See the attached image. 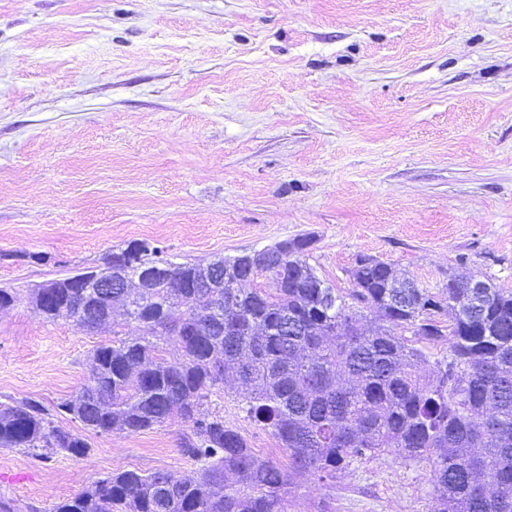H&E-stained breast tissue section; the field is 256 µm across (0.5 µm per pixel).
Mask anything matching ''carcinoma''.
<instances>
[{
    "mask_svg": "<svg viewBox=\"0 0 512 512\" xmlns=\"http://www.w3.org/2000/svg\"><path fill=\"white\" fill-rule=\"evenodd\" d=\"M309 246L284 241L204 265L135 241L103 259L112 281L164 261L172 282L114 288L109 302L90 288L32 290L49 321L95 329L119 308L150 331L95 349L87 383L57 413L96 434L177 417L189 428L179 451L196 466L192 478L112 473L53 512H287L300 477L334 478L388 453L429 464L431 512H512V290L492 282L477 304L466 276H448L436 294L360 257L344 295L310 266ZM169 340L175 360L159 355ZM229 379L244 419L271 430L288 469L204 410ZM55 414L32 398L0 403V447L87 455V438Z\"/></svg>",
    "mask_w": 512,
    "mask_h": 512,
    "instance_id": "cac0c4a2",
    "label": "carcinoma"
}]
</instances>
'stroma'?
<instances>
[{"label": "stroma", "mask_w": 512, "mask_h": 512, "mask_svg": "<svg viewBox=\"0 0 512 512\" xmlns=\"http://www.w3.org/2000/svg\"><path fill=\"white\" fill-rule=\"evenodd\" d=\"M310 237L342 293L356 260L431 292L449 274L512 289V0H0V401L54 407L135 323L46 321L37 285L145 240L206 262ZM232 386L212 409L285 462ZM174 418L89 434L74 459L0 448V499L54 506L109 474H195ZM426 464L392 454L288 512H429Z\"/></svg>", "instance_id": "obj_1"}]
</instances>
